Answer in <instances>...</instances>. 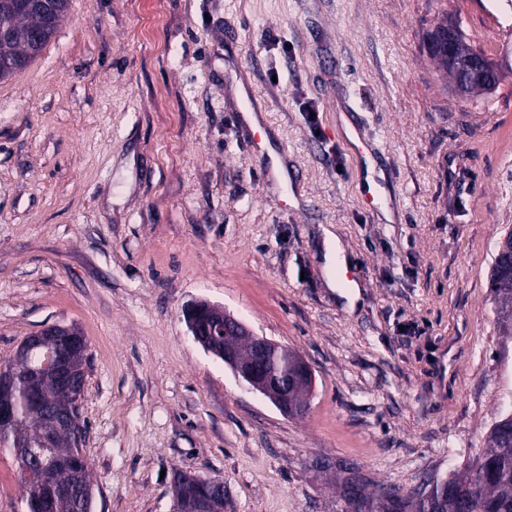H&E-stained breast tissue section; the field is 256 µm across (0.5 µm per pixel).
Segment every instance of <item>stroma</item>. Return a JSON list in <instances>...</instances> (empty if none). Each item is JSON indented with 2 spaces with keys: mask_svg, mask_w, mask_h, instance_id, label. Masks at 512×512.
<instances>
[{
  "mask_svg": "<svg viewBox=\"0 0 512 512\" xmlns=\"http://www.w3.org/2000/svg\"><path fill=\"white\" fill-rule=\"evenodd\" d=\"M445 20L512 66V0H70L0 80V363L50 324L86 336L91 512H173L176 467L223 479L226 512H342L313 458L409 489L479 452L512 368L487 288L512 231V69L457 99L423 50ZM195 300L302 357L305 415L193 341ZM0 512H25L5 450Z\"/></svg>",
  "mask_w": 512,
  "mask_h": 512,
  "instance_id": "1",
  "label": "stroma"
}]
</instances>
